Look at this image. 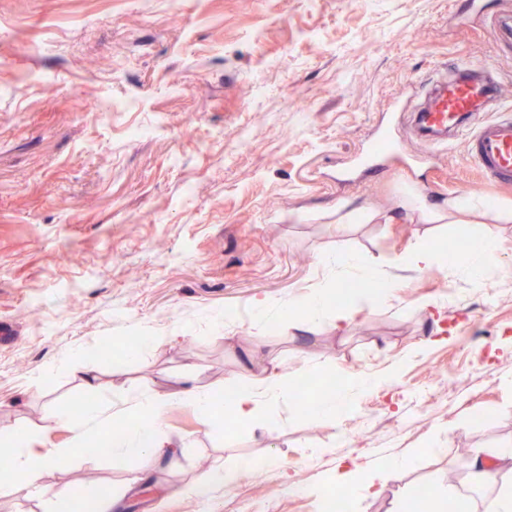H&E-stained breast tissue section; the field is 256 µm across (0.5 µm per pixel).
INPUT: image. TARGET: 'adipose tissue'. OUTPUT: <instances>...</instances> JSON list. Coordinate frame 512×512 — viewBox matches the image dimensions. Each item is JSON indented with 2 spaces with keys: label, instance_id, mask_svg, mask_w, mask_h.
I'll use <instances>...</instances> for the list:
<instances>
[{
  "label": "adipose tissue",
  "instance_id": "1",
  "mask_svg": "<svg viewBox=\"0 0 512 512\" xmlns=\"http://www.w3.org/2000/svg\"><path fill=\"white\" fill-rule=\"evenodd\" d=\"M288 310L303 321L316 322L328 318L334 327L341 328L355 322L363 308L353 303L331 308L327 296L317 292L303 301L289 303ZM290 387L287 370L277 366L263 376L248 377L233 383V396L228 406L236 418L250 420L260 416L270 406L288 399ZM129 403L132 414L126 417L123 431L110 436L104 433L108 424V410L95 399L81 404L78 413L60 411L57 420L70 428L75 441L107 437L113 455L136 459L142 469L147 470L157 463L162 449L170 445L162 429V420L171 407L182 403L203 413L214 412L217 408L214 396L196 384L175 392L135 395ZM10 437L14 448V466L30 484L37 481L43 470L68 454L64 448H37L31 429L25 425L14 428ZM500 465V458L496 455L473 457L470 478L478 484H498L499 490L491 512H512V481L499 483Z\"/></svg>",
  "mask_w": 512,
  "mask_h": 512
}]
</instances>
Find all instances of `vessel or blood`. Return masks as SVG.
<instances>
[{"label": "vessel or blood", "instance_id": "vessel-or-blood-1", "mask_svg": "<svg viewBox=\"0 0 512 512\" xmlns=\"http://www.w3.org/2000/svg\"><path fill=\"white\" fill-rule=\"evenodd\" d=\"M492 75L477 77L475 67L461 64L432 75L411 115L412 128L423 145L413 155L416 164L427 162L432 151L447 148L450 135L471 130L468 156L492 184L512 187V115L484 119L487 99L500 95ZM396 148L389 129H381L366 151L368 161L391 154Z\"/></svg>", "mask_w": 512, "mask_h": 512}]
</instances>
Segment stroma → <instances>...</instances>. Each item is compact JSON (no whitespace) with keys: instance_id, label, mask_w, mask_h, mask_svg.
I'll return each mask as SVG.
<instances>
[{"instance_id":"obj_1","label":"stroma","mask_w":512,"mask_h":512,"mask_svg":"<svg viewBox=\"0 0 512 512\" xmlns=\"http://www.w3.org/2000/svg\"><path fill=\"white\" fill-rule=\"evenodd\" d=\"M0 0V444L22 424L66 448L33 485L0 480V512H48L59 492L117 494V512H322L337 474L409 459L352 512H397L421 484L490 512L496 487L452 483L457 451L512 448V223L480 217L497 244L478 284L443 264L399 272L349 327L298 324L288 302L326 283L341 248L386 262L420 245L460 254L472 225L434 208L512 206L455 136L428 166L398 116L384 172L360 157L388 108L443 65L495 69L512 111V52L488 34L512 0ZM86 109L73 108L74 100ZM156 343L129 352L132 339ZM110 346L111 363L95 357ZM265 364L295 383L373 376L333 418L314 396L223 424L173 406L172 456L138 461L74 444L58 410L112 404L185 379L214 391ZM55 376L37 382L35 370ZM360 440V452L338 445ZM248 460L234 487L201 498L204 464ZM484 211L496 212L499 219L504 221V224L512 222V210H505L500 206L491 205L488 201L482 199H451L448 201V216L455 214H462L466 212Z\"/></svg>"}]
</instances>
